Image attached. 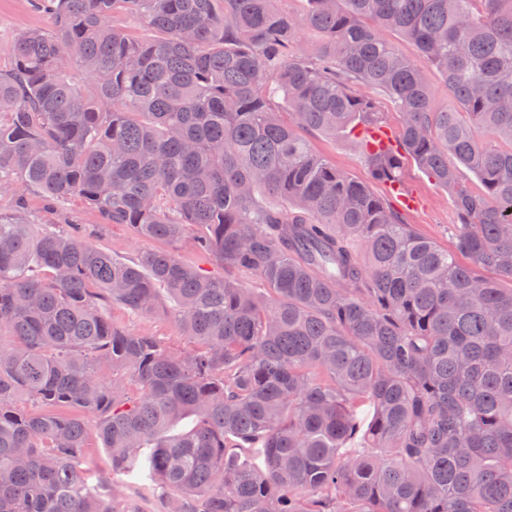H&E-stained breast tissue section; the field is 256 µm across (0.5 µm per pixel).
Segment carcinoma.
Segmentation results:
<instances>
[{
  "label": "carcinoma",
  "mask_w": 512,
  "mask_h": 512,
  "mask_svg": "<svg viewBox=\"0 0 512 512\" xmlns=\"http://www.w3.org/2000/svg\"><path fill=\"white\" fill-rule=\"evenodd\" d=\"M33 2L48 29L0 64V512H146L80 469L91 431L156 512H512V0ZM364 88L401 117L372 179L430 174L452 249L312 148L382 124ZM33 195L168 248L36 232ZM190 228L224 275L177 256ZM163 295L185 350L107 317ZM397 45L404 54L412 58L416 64H418L424 74L431 90V100L434 108L436 110L448 109V111L454 109L455 100L448 92V87L446 86L443 75L423 57L417 47L411 42L397 39Z\"/></svg>",
  "instance_id": "obj_1"
}]
</instances>
